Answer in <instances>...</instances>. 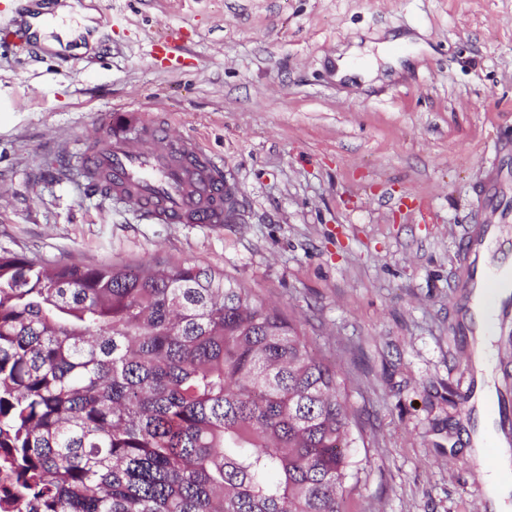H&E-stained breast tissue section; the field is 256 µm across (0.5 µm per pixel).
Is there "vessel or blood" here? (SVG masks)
Masks as SVG:
<instances>
[{"label":"vessel or blood","mask_w":512,"mask_h":512,"mask_svg":"<svg viewBox=\"0 0 512 512\" xmlns=\"http://www.w3.org/2000/svg\"><path fill=\"white\" fill-rule=\"evenodd\" d=\"M103 133L79 155L75 168L84 188L145 215L155 224H229L238 217L235 185L223 163L168 126L145 123L128 133L101 118Z\"/></svg>","instance_id":"obj_1"}]
</instances>
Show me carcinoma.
I'll return each mask as SVG.
<instances>
[{
  "mask_svg": "<svg viewBox=\"0 0 512 512\" xmlns=\"http://www.w3.org/2000/svg\"><path fill=\"white\" fill-rule=\"evenodd\" d=\"M356 440L336 368L237 279L0 251V512H342Z\"/></svg>",
  "mask_w": 512,
  "mask_h": 512,
  "instance_id": "carcinoma-1",
  "label": "carcinoma"
}]
</instances>
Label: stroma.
<instances>
[{"mask_svg": "<svg viewBox=\"0 0 512 512\" xmlns=\"http://www.w3.org/2000/svg\"><path fill=\"white\" fill-rule=\"evenodd\" d=\"M73 46L0 39V250L48 262H196L299 321L363 439L344 512H490L470 457L461 244L512 260V0H72ZM109 25H102V17ZM413 34L403 72L350 88L331 54ZM129 106L224 163L230 224H153L70 162ZM487 371L512 433V299Z\"/></svg>", "mask_w": 512, "mask_h": 512, "instance_id": "stroma-1", "label": "stroma"}]
</instances>
